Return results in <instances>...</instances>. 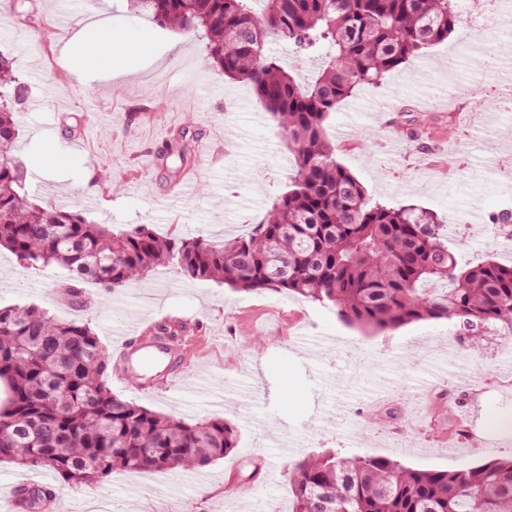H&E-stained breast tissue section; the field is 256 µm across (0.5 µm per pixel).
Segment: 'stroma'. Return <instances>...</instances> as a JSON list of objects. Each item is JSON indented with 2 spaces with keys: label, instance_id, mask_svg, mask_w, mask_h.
<instances>
[{
  "label": "stroma",
  "instance_id": "obj_1",
  "mask_svg": "<svg viewBox=\"0 0 512 512\" xmlns=\"http://www.w3.org/2000/svg\"><path fill=\"white\" fill-rule=\"evenodd\" d=\"M482 29L470 21L447 41L403 64L378 86L357 91L328 120L336 159L368 197L413 204L446 217L448 245L465 260L512 264V226L492 218L512 213V168H497L512 146V91L505 82L512 54L491 72L476 62L481 42L498 40L504 13L489 0ZM69 10L73 27L55 17ZM105 24L126 40H152L156 55L134 71L76 80L66 53L85 28ZM0 52L15 58L28 90L19 114L18 156L26 187L43 205H76L88 219L119 228L153 224L162 234L212 237L258 223L292 174L288 144L249 85L224 79L206 59L205 43L132 16L127 0H35L19 23L12 0H0ZM453 88L455 106L429 102ZM77 126L82 151L64 134ZM198 141L197 160L179 178L167 153L179 130ZM68 159L39 169L45 146ZM121 183L112 190L101 170ZM68 276L60 267H27L0 251V306L37 305L65 319H87L106 351L130 321L163 317L198 322L191 354L167 379L146 388L109 376L121 399L188 419L219 415L235 424L239 450L195 472L142 476L113 472L97 485L56 488L53 512H289L284 471L290 461L327 450L370 453L403 465L454 470L512 455V336L486 337L480 360L454 322H415L365 334L333 309L286 293H239L212 281H190L161 268L101 296L87 284V306L57 299ZM265 336L252 349L247 340ZM402 410L398 419L388 409ZM448 420L461 429L437 432ZM302 446L281 447L285 437ZM261 456L270 477L247 482ZM241 479L227 492L229 479Z\"/></svg>",
  "mask_w": 512,
  "mask_h": 512
}]
</instances>
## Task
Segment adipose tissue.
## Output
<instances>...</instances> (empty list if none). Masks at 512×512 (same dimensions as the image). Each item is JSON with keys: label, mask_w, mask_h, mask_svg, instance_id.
<instances>
[{"label": "adipose tissue", "mask_w": 512, "mask_h": 512, "mask_svg": "<svg viewBox=\"0 0 512 512\" xmlns=\"http://www.w3.org/2000/svg\"><path fill=\"white\" fill-rule=\"evenodd\" d=\"M93 41L77 37L71 54L75 58L76 70L82 74L104 71L119 75L127 72L132 61L149 57L154 47L147 41L125 42L118 40L111 28L99 25L95 28Z\"/></svg>", "instance_id": "1"}]
</instances>
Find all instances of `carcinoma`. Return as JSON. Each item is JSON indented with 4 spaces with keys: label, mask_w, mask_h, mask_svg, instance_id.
<instances>
[{
    "label": "carcinoma",
    "mask_w": 512,
    "mask_h": 512,
    "mask_svg": "<svg viewBox=\"0 0 512 512\" xmlns=\"http://www.w3.org/2000/svg\"><path fill=\"white\" fill-rule=\"evenodd\" d=\"M131 14L198 32L224 77L249 84L288 140L294 173L260 223L239 236L173 237L153 224L114 231L78 206H42L25 191L15 154L26 98L14 60L0 54V246L31 266L68 271L71 304L84 284L110 294L158 267L236 292L288 291L336 311L349 326L384 331L454 320L473 336L512 335V265L469 262L448 248L445 220L414 205L372 201L336 160L327 120L341 103L461 22L457 0H128ZM288 44L293 62L271 54ZM322 60L303 79L298 65ZM170 155L194 162V139L172 136ZM169 320L155 335L176 339ZM109 357L90 323L38 306L0 307V464L43 467L66 484L116 471L204 468L238 451L221 416L187 420L125 401L107 386ZM291 512H512V456L451 471L411 468L371 454L325 451L288 464ZM31 512L55 488L21 489Z\"/></svg>",
    "instance_id": "1"
}]
</instances>
